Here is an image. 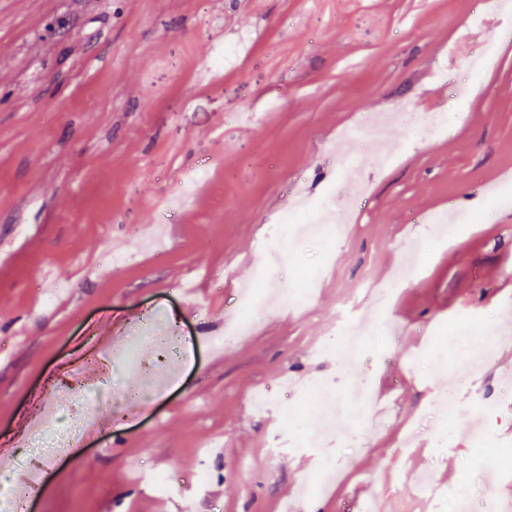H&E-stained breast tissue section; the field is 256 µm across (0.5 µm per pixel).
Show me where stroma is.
I'll return each instance as SVG.
<instances>
[{
    "instance_id": "obj_1",
    "label": "stroma",
    "mask_w": 512,
    "mask_h": 512,
    "mask_svg": "<svg viewBox=\"0 0 512 512\" xmlns=\"http://www.w3.org/2000/svg\"><path fill=\"white\" fill-rule=\"evenodd\" d=\"M491 14L473 50L498 63L448 81L433 68L476 6ZM494 0H0V446L17 447L45 388L89 380L135 389L136 407H99L107 427L80 439L41 479L32 512H168L181 496L150 484L173 473L193 512H280L324 461L335 478L303 512H360L366 494L391 512H455L461 493L494 490L512 503V476L471 436L512 442V360L481 354L456 384L458 435L431 401L451 361L427 353L437 325L465 316L512 332V41ZM252 38L236 62L211 66L215 45ZM406 107L465 116L453 134L396 125V160L377 169L369 135L357 153L369 193L340 244L289 238L284 268L319 274L310 308L257 307L243 336L214 347L238 318L242 286L266 295L259 247L294 196L333 179L331 145L363 115ZM205 180L187 186L201 165ZM480 209L479 223L441 232L427 215ZM127 263L113 267V250ZM418 254L409 283L366 311L358 358L322 355L340 303L362 283L390 281ZM194 277L199 291L183 297ZM182 327L179 358L162 362L149 331ZM111 338L109 373L90 364ZM363 379L388 409L377 431L348 429L323 448L278 449L283 416L252 394L283 380ZM501 404L485 411L475 393ZM413 430L416 455L397 443ZM208 451L210 483L191 477ZM442 476L444 501L418 499L415 465Z\"/></svg>"
}]
</instances>
